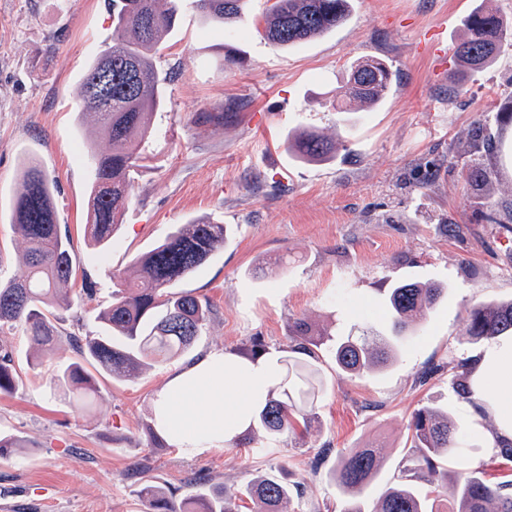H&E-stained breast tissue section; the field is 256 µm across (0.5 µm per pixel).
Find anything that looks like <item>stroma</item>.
I'll return each mask as SVG.
<instances>
[{
	"label": "stroma",
	"mask_w": 512,
	"mask_h": 512,
	"mask_svg": "<svg viewBox=\"0 0 512 512\" xmlns=\"http://www.w3.org/2000/svg\"><path fill=\"white\" fill-rule=\"evenodd\" d=\"M479 5L512 25V0H353L345 24L283 50L263 36L266 0H249L230 33L183 0L155 58L170 78L167 104L139 146L134 199L107 258L90 269L96 295L60 311V335L39 368L28 366L29 336L0 330L23 380L17 393L0 395V433L26 442L0 457V512H147L144 484L178 501L199 481L252 512L242 493L268 475L300 485L291 512H339L343 496L331 477L338 455L378 448L383 467L371 493L379 495L394 482L408 424L423 407L449 411L468 433L471 468L494 481L512 475V461L486 444L492 413L455 388L460 363L494 346L512 350V336L462 339L470 306L512 300V122L499 116L512 106V47L474 70L452 55L464 17ZM111 39L105 0H0L2 277L25 266L9 210L26 154L56 182L75 252L90 250L89 169L76 151L109 144L72 91ZM372 58L398 72V85L376 108L337 111L352 67ZM479 126L493 149L460 154ZM302 130L334 139L335 159L291 156L287 137ZM200 218L229 229L223 252L179 285L214 307L200 336L136 377L98 373L91 407L75 411L50 379L59 363L78 358L70 335L100 332L109 271L127 270ZM400 283H434L445 294L380 372L351 376L318 349L326 392L276 447L256 429L194 457L154 447V397L176 368L213 351L247 358L256 338L281 358L300 318L332 335L386 330V295Z\"/></svg>",
	"instance_id": "1"
}]
</instances>
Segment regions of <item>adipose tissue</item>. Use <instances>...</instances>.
<instances>
[{"label": "adipose tissue", "instance_id": "obj_1", "mask_svg": "<svg viewBox=\"0 0 512 512\" xmlns=\"http://www.w3.org/2000/svg\"><path fill=\"white\" fill-rule=\"evenodd\" d=\"M472 378L507 392L493 409L495 423L486 436L489 449L512 443V353L490 351L473 363ZM278 382L270 361L225 352L205 354L177 370L157 393V428L184 454H204L240 437Z\"/></svg>", "mask_w": 512, "mask_h": 512}]
</instances>
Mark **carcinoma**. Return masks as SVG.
Returning a JSON list of instances; mask_svg holds the SVG:
<instances>
[{"instance_id":"carcinoma-1","label":"carcinoma","mask_w":512,"mask_h":512,"mask_svg":"<svg viewBox=\"0 0 512 512\" xmlns=\"http://www.w3.org/2000/svg\"><path fill=\"white\" fill-rule=\"evenodd\" d=\"M182 0H108L117 41L107 44L91 60L73 89L82 115L94 117L111 149L87 151L91 168L90 211L85 235L95 245L110 242L120 214L132 197L131 175L141 160L139 142L147 135L154 112L167 100L166 78L156 70L150 52L175 25ZM247 0H196L197 9L209 21L234 31L242 21ZM350 12L349 0H273L265 10L263 33L280 48L293 47L330 33L342 25ZM465 32L454 45L457 61L467 67H482L512 46V28L496 13L474 9L464 23ZM349 94L337 102L340 112L374 106L392 90L391 69L375 59L354 67ZM292 148L304 160L320 161L336 154V142L319 134L302 132ZM56 186L31 157L22 160L21 180L10 211V222L26 245L23 276L0 279V329L24 326L41 350L51 345L59 330L55 310L71 306L64 287L81 277L80 294L93 297L97 282L87 273L74 252L68 227L59 224L55 204ZM224 225L193 221L180 225L164 241L137 262L136 274L110 273V299L99 313L105 336H73L80 360L58 366L51 379L54 388L71 395L81 405L97 391L93 367L112 375L133 377L153 364L191 348L212 314L209 302L178 284L224 249ZM442 293L433 285L398 284L386 301L390 311L389 333L371 327L360 334L338 337L329 348L344 372L365 376L388 364L402 333L419 324ZM467 343H481L512 336V300L479 303L467 310ZM324 336L312 335L307 323L295 324L289 356L283 360V380L278 391L254 415L255 428L268 444L278 442L300 418L307 419L324 390L315 348ZM456 379L461 398L476 402L477 388L471 382V366ZM20 376L13 355L0 348V394L18 390ZM409 453L399 469V480L388 486L370 510L359 499L381 471L380 456L372 448H350L339 457L334 477L346 494L342 512H512V479L489 483L481 472L466 466L470 442L448 413L423 408L409 424ZM457 465L453 476L442 468L443 459ZM423 480L438 489V498L419 493L415 482ZM244 495L256 512H287L291 491L273 477L250 482ZM140 496L150 512H235L224 492L209 486L175 503L162 489L146 484Z\"/></svg>"}]
</instances>
